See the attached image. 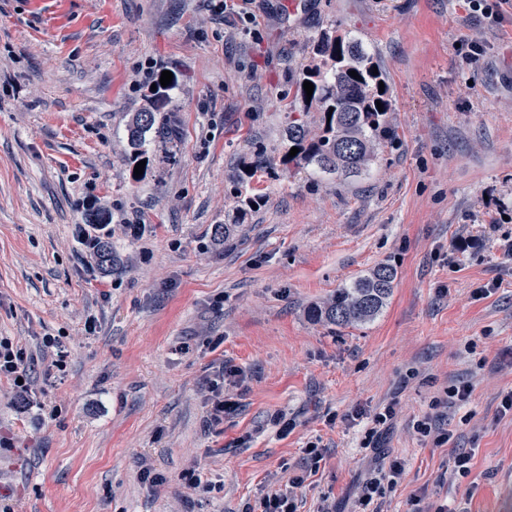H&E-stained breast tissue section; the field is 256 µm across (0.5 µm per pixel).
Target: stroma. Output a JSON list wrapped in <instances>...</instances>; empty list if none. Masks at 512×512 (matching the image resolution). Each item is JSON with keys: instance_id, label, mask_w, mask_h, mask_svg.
<instances>
[{"instance_id": "1", "label": "stroma", "mask_w": 512, "mask_h": 512, "mask_svg": "<svg viewBox=\"0 0 512 512\" xmlns=\"http://www.w3.org/2000/svg\"><path fill=\"white\" fill-rule=\"evenodd\" d=\"M288 2L244 20L212 0H0V336L35 379L23 398L0 379L11 512H244L297 475V512L512 500V0ZM325 32L362 40L391 102L390 136L344 181L286 161L289 120L321 124L295 83ZM165 70L176 158L138 176L126 124ZM91 209L106 269L76 239ZM380 264L396 279L374 321L308 317ZM221 365L236 408L216 426ZM459 382L471 400L447 404ZM436 413L442 445L414 428ZM394 459L404 480L361 505Z\"/></svg>"}]
</instances>
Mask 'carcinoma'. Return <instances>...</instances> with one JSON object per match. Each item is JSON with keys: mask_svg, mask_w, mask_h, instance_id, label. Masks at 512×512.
<instances>
[{"mask_svg": "<svg viewBox=\"0 0 512 512\" xmlns=\"http://www.w3.org/2000/svg\"><path fill=\"white\" fill-rule=\"evenodd\" d=\"M314 59L296 82L297 95L304 102V111L321 114V129L317 134L296 121L288 123V147L299 152L288 158L297 167L314 174H334L348 178L367 170L374 157L377 140L390 134L386 93L379 92L381 74L373 73L376 63L361 41L346 35L324 33L314 41ZM356 71L360 79L349 75ZM314 85L312 96H306L303 83ZM156 83L149 96V107L132 113L127 124L130 158L139 160L146 154L147 134L170 139L177 131L172 121L170 91ZM383 104L378 111L376 102ZM396 271L389 265H378L366 276L344 285L326 302L311 309L317 320L340 327L363 324L374 320L386 307L392 295Z\"/></svg>", "mask_w": 512, "mask_h": 512, "instance_id": "carcinoma-1", "label": "carcinoma"}]
</instances>
